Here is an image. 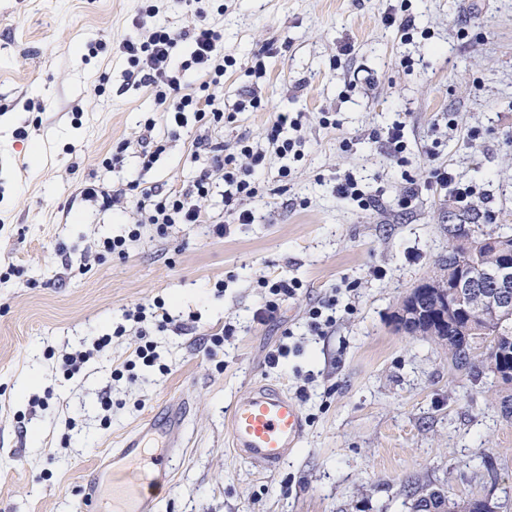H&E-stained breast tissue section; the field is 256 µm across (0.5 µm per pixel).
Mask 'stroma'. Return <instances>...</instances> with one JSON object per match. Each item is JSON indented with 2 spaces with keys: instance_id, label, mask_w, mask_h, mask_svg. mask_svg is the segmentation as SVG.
I'll list each match as a JSON object with an SVG mask.
<instances>
[{
  "instance_id": "1",
  "label": "stroma",
  "mask_w": 512,
  "mask_h": 512,
  "mask_svg": "<svg viewBox=\"0 0 512 512\" xmlns=\"http://www.w3.org/2000/svg\"><path fill=\"white\" fill-rule=\"evenodd\" d=\"M403 1L422 31L406 46L382 22ZM221 2L213 20L237 60L224 109L253 88L268 108L237 114L216 138L261 141L275 113H297L303 158L288 163L283 184L285 163L266 156L256 220L229 236L181 224L161 238L147 225L126 257L73 276L70 256L128 231L127 214L83 201L81 185L140 178L181 189L196 175L187 156L197 130L185 128L150 170L132 150L122 168L105 170V154L136 139L155 109L150 88L125 85L116 52L139 0H0V269L20 270L0 282V512H75L87 471L173 399L185 400L187 418L161 512H405L408 480L458 482L465 464L488 457L495 476L469 475L460 488L512 512V419L500 411V386L472 383L394 318L447 255L449 225L463 221L447 190L429 184L430 168L487 190L484 231L512 225V0ZM259 61L260 79L250 74ZM31 99L42 112L26 110ZM324 112L336 126L320 125ZM395 120L406 125L404 165L379 136ZM22 127L27 138H16ZM347 173L372 196L370 210L333 194ZM410 181L417 198L404 209L398 196ZM262 276L303 284L266 324L253 320ZM331 293L336 325L310 335L306 311ZM157 298L183 315L181 327L154 331L157 365L114 377L138 345L135 329L114 333L124 311ZM228 323L235 336L209 355V338ZM105 334L108 347L66 372V353ZM283 345V365L269 367ZM259 381L288 390L305 420L300 448L273 474L240 460L226 430L234 397Z\"/></svg>"
}]
</instances>
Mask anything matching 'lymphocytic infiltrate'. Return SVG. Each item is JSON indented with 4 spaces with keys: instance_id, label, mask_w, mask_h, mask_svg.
<instances>
[{
    "instance_id": "1",
    "label": "lymphocytic infiltrate",
    "mask_w": 512,
    "mask_h": 512,
    "mask_svg": "<svg viewBox=\"0 0 512 512\" xmlns=\"http://www.w3.org/2000/svg\"><path fill=\"white\" fill-rule=\"evenodd\" d=\"M192 23L174 31L158 24L160 12L155 0H148L133 22L134 30L118 46L126 58L123 72L126 84L151 87L154 101L166 114L171 130H178L195 121L201 133L193 142L191 162L200 166L199 173L186 187L162 193L143 186L140 181H128L124 187L112 189L101 183L85 185L80 194L85 201L99 205L108 211H131L132 221L126 235L104 240L101 254L125 256L128 245L141 236L143 225L154 226L159 235H167L169 228L177 224H201L206 219L203 201L214 194H221L227 219H216L215 231L224 235L231 225L251 224L255 215L250 207L260 194L259 167L265 155L249 139H239L234 146H224L213 139V129L235 119L236 112L260 110L263 100L257 92H249L246 99L236 104L235 112L224 109L220 90L224 86V74L234 67V57L224 53V35L213 26L208 17L213 10L212 0H185ZM156 122L146 119L145 133L137 142H119L115 149L101 161L102 166L112 168L123 160L130 146H137L143 169H151L166 150V142L152 138ZM259 287L265 288L264 298L254 313V319L266 323L276 319L283 302L294 298L302 283L295 278L259 279ZM126 320L138 324L140 343L135 350L145 365H153L158 354L157 344L151 339L143 324L155 320L160 329L175 324L176 319L165 307L164 301L138 304L125 312Z\"/></svg>"
}]
</instances>
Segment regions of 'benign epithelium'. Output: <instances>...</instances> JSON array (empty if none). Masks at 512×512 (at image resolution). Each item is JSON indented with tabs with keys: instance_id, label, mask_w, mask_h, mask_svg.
Returning <instances> with one entry per match:
<instances>
[{
	"instance_id": "benign-epithelium-1",
	"label": "benign epithelium",
	"mask_w": 512,
	"mask_h": 512,
	"mask_svg": "<svg viewBox=\"0 0 512 512\" xmlns=\"http://www.w3.org/2000/svg\"><path fill=\"white\" fill-rule=\"evenodd\" d=\"M454 252L463 255L477 248L471 236L462 234L458 225L450 224ZM482 245L491 249L496 261L488 266L464 265L459 262L448 269V276L427 278L410 289L399 303L402 322L422 326L429 322L423 298L434 296V305L452 321L457 338L467 348L470 358L481 375L491 374L506 394H512V360L507 358L512 348V336H497L487 318L503 322L512 318V247L487 237ZM488 279L494 288L490 292H475L474 284Z\"/></svg>"
}]
</instances>
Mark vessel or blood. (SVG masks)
<instances>
[{
	"instance_id": "vessel-or-blood-1",
	"label": "vessel or blood",
	"mask_w": 512,
	"mask_h": 512,
	"mask_svg": "<svg viewBox=\"0 0 512 512\" xmlns=\"http://www.w3.org/2000/svg\"><path fill=\"white\" fill-rule=\"evenodd\" d=\"M185 419L180 401L152 412L113 449L107 466L87 475L78 512H91L105 490L112 493L113 512H158L161 491L172 478L169 453ZM227 431L237 456L271 474L300 447L304 420L298 402L285 389L261 382L236 397Z\"/></svg>"
}]
</instances>
